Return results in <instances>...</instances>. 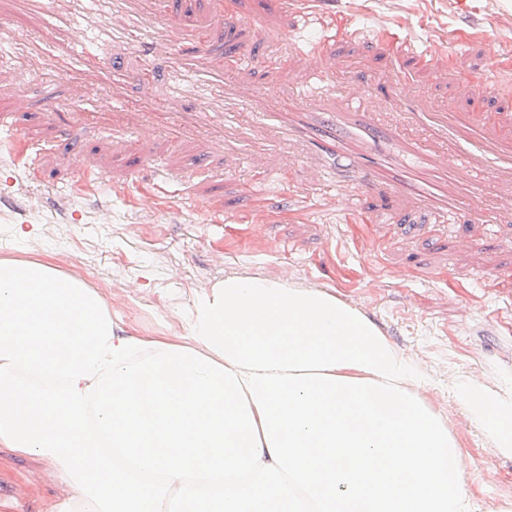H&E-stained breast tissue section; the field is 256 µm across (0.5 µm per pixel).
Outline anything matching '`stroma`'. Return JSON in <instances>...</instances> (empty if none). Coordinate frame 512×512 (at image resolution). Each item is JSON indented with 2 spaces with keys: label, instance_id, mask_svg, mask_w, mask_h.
<instances>
[{
  "label": "stroma",
  "instance_id": "35a3bbf8",
  "mask_svg": "<svg viewBox=\"0 0 512 512\" xmlns=\"http://www.w3.org/2000/svg\"><path fill=\"white\" fill-rule=\"evenodd\" d=\"M71 14V35L48 28L20 0H0V257L54 253L58 268L99 288L137 336H166L196 292L231 276L281 278L327 290L372 320L424 375L420 397L438 413L461 454L480 512L512 506V455L496 448L448 392L474 380L492 397L512 399V223L489 224L463 211L451 224L436 210L408 205L397 193L359 192L358 206L378 223L347 222L335 191L305 200L291 192L310 176L302 160L278 147L234 145L221 120L175 139L155 106L182 90L178 109L192 122L224 94L181 83L173 60L206 51H242L230 81L244 95L265 94L280 108L314 74L325 90L363 75L375 95L391 98L396 80L410 112L419 97L437 111L480 108L512 125V96L494 85L512 76V0H319L311 10L282 0H153L155 26L138 41L114 38L112 0H44ZM188 37L165 40L167 18ZM295 35L289 54L256 29ZM329 40L326 52L313 51ZM433 48L430 63L407 65ZM93 63L78 72L53 68L76 52ZM118 68L122 80L108 72ZM150 81H142L143 72ZM25 108H18V100ZM32 159L30 172L16 151ZM273 175L264 195L247 187ZM261 208L263 224L232 217ZM33 228L22 239L17 225ZM34 456L0 452V512H40L57 494Z\"/></svg>",
  "mask_w": 512,
  "mask_h": 512
}]
</instances>
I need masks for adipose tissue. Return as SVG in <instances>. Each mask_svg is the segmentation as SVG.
Returning a JSON list of instances; mask_svg holds the SVG:
<instances>
[{"label":"adipose tissue","instance_id":"ef3b65f1","mask_svg":"<svg viewBox=\"0 0 512 512\" xmlns=\"http://www.w3.org/2000/svg\"><path fill=\"white\" fill-rule=\"evenodd\" d=\"M135 336L52 255L0 258V450L40 458L42 512H475L424 379L335 295L263 277ZM454 397L512 454V400Z\"/></svg>","mask_w":512,"mask_h":512}]
</instances>
